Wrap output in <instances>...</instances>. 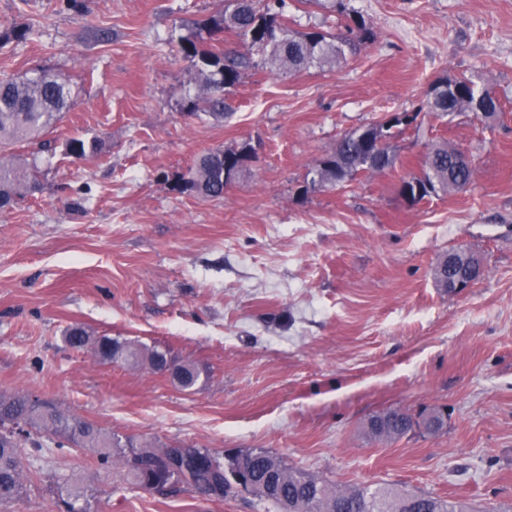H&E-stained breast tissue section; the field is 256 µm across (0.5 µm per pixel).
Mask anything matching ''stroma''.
<instances>
[{
	"mask_svg": "<svg viewBox=\"0 0 512 512\" xmlns=\"http://www.w3.org/2000/svg\"><path fill=\"white\" fill-rule=\"evenodd\" d=\"M372 38L338 67L243 71L223 120L188 114L198 81L178 36L221 0H0V78L38 69L75 106L54 149L18 145L40 188L0 211V394L55 403L135 446L262 449L339 486L387 485L512 512V0H344ZM331 8L288 0L296 32L336 31ZM30 27L19 41L12 30ZM472 78L496 120L424 118L394 139L395 168L312 187L338 138L424 105L441 77ZM73 137L96 152L66 155ZM472 159L465 188L397 192L427 144ZM257 146L219 199L177 188L208 150ZM480 255L467 292L438 288L448 251ZM159 347L205 375L185 392L144 365L99 361L72 325ZM444 411L441 431L375 440L390 409ZM75 470L92 512H267L186 484L132 485L92 448L42 450Z\"/></svg>",
	"mask_w": 512,
	"mask_h": 512,
	"instance_id": "35a3bbf8",
	"label": "stroma"
}]
</instances>
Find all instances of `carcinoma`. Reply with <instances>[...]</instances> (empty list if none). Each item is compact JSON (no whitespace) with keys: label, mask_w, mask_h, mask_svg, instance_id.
<instances>
[{"label":"carcinoma","mask_w":512,"mask_h":512,"mask_svg":"<svg viewBox=\"0 0 512 512\" xmlns=\"http://www.w3.org/2000/svg\"><path fill=\"white\" fill-rule=\"evenodd\" d=\"M286 6V0H224V9L204 26L203 33L178 36L182 53L198 67L200 76L196 99L187 104L189 111H195L197 102L202 101L207 115L224 117V112L230 110L228 96L242 71L257 65L249 57L218 47L226 32L248 41L262 64L277 73L332 68L346 59V53L355 52L372 37L365 21L354 16L336 34L293 32L284 17ZM75 104L68 84L46 71L18 80H0V151L49 133ZM453 112H473L481 120H491L497 118L500 106L491 91H476L469 78L439 79L431 87L426 114L444 118ZM416 120L415 116H395L342 136L336 141L331 163L317 165L312 184L335 185L363 172L393 168L397 155L392 140ZM460 154L461 148L444 140L431 143L420 172L401 179L399 195L414 204L468 185L475 167L464 165ZM238 155V150L220 148L199 155L181 178L179 190L203 198L223 197L226 187L247 171V165L238 164ZM38 187L37 177L29 167L15 158L0 157V210L11 208ZM95 349L104 362L145 361L154 368L167 360V353L162 350L144 351L108 336L98 338ZM202 374L196 365L182 364L172 381L182 390L191 391ZM417 425L419 421L412 415L389 410L373 416L367 429L375 439L396 440ZM45 438L56 439L59 448H95L102 465L117 458L135 486L161 494L183 483L212 500H222L235 494L234 488L224 482V466L244 461L250 494L269 504L274 512H467V507L458 501L425 494H402L361 485L341 487L293 469L281 457L265 450H238L224 455L194 446L127 451L121 438L26 395H0V505L23 497L26 474L22 449L38 451ZM50 483L63 500L66 512H91L92 490L75 473L55 472Z\"/></svg>","instance_id":"carcinoma-1"}]
</instances>
